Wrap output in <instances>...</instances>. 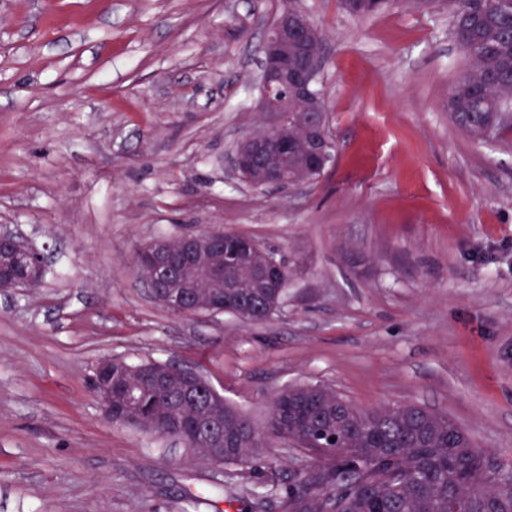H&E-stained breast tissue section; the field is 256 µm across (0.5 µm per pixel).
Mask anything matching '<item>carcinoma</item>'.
I'll return each instance as SVG.
<instances>
[{"label":"carcinoma","mask_w":512,"mask_h":512,"mask_svg":"<svg viewBox=\"0 0 512 512\" xmlns=\"http://www.w3.org/2000/svg\"><path fill=\"white\" fill-rule=\"evenodd\" d=\"M448 6L468 59L448 96V116L481 141L512 123L502 116L512 106V0H448ZM290 276L282 270L271 287L260 274L246 280L227 268L218 291L230 305L247 294L274 312ZM166 370L153 361H112V415L145 420L163 411L188 425L199 420V408L182 403L176 381L162 390L145 379ZM336 398L320 385L292 388L277 397L260 430L223 396H209L210 412L224 421V463L251 467L254 449L271 437L326 454L277 494L281 512H322L328 502L335 512H450L455 499L463 512H512V462L491 461L448 416L414 404L364 412ZM187 436L199 460H213L219 444L191 429Z\"/></svg>","instance_id":"obj_1"}]
</instances>
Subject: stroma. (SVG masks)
Returning a JSON list of instances; mask_svg holds the SVG:
<instances>
[{"label":"stroma","instance_id":"1","mask_svg":"<svg viewBox=\"0 0 512 512\" xmlns=\"http://www.w3.org/2000/svg\"><path fill=\"white\" fill-rule=\"evenodd\" d=\"M287 8L319 31L335 159L313 183L233 172L266 130L257 62ZM447 0H0V225L46 283L0 291V512H278L311 464L269 438L252 468L109 422L97 362L196 368L263 424L280 392L323 384L361 410L448 415L512 459V127L448 119L466 68ZM212 227L293 274L262 323L178 316L135 265L145 243Z\"/></svg>","mask_w":512,"mask_h":512}]
</instances>
